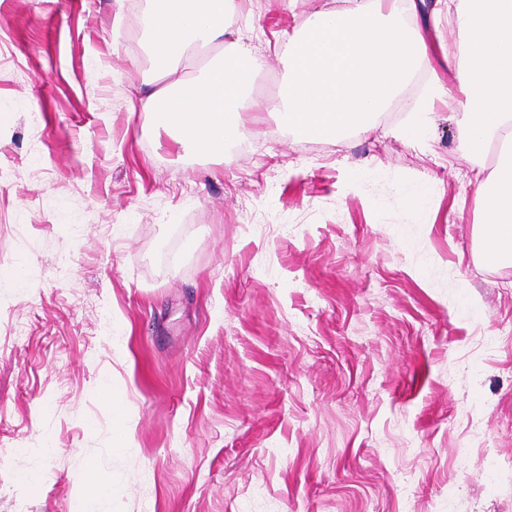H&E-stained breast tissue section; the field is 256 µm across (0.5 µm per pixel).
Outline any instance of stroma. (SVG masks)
<instances>
[{
  "label": "stroma",
  "instance_id": "35a3bbf8",
  "mask_svg": "<svg viewBox=\"0 0 512 512\" xmlns=\"http://www.w3.org/2000/svg\"><path fill=\"white\" fill-rule=\"evenodd\" d=\"M318 6L241 0L260 77ZM149 7L0 0V270L28 282L0 288V512L106 483L112 512H512V267L475 224L497 151L449 96L407 134L456 29L368 127L245 109L217 156L140 109Z\"/></svg>",
  "mask_w": 512,
  "mask_h": 512
}]
</instances>
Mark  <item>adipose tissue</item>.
Returning a JSON list of instances; mask_svg holds the SVG:
<instances>
[{
    "instance_id": "obj_1",
    "label": "adipose tissue",
    "mask_w": 512,
    "mask_h": 512,
    "mask_svg": "<svg viewBox=\"0 0 512 512\" xmlns=\"http://www.w3.org/2000/svg\"><path fill=\"white\" fill-rule=\"evenodd\" d=\"M232 0H152L136 20L148 32L162 87L142 109L163 115L186 149L220 154L242 135L240 112H281L298 132L321 138L364 127L388 107L429 60V37L442 22L461 41L448 65L465 114L462 134L473 153L499 143L495 169L477 189L480 253L493 267L512 266V0H323L289 41L288 80L278 99L252 100L254 48L234 30ZM223 55L202 76L182 77L197 47Z\"/></svg>"
}]
</instances>
